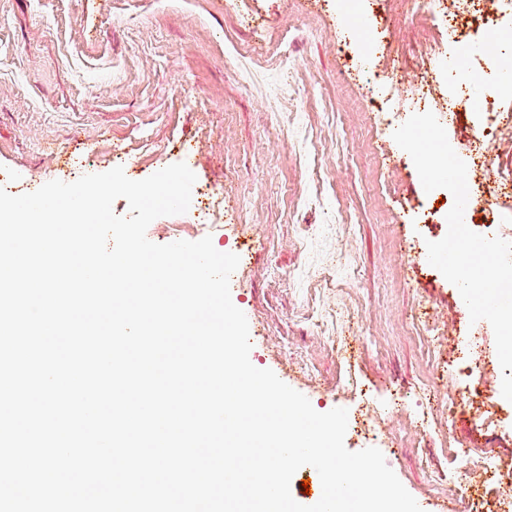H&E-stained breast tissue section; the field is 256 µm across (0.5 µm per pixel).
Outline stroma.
<instances>
[{
  "label": "stroma",
  "instance_id": "stroma-1",
  "mask_svg": "<svg viewBox=\"0 0 512 512\" xmlns=\"http://www.w3.org/2000/svg\"><path fill=\"white\" fill-rule=\"evenodd\" d=\"M399 50L373 54L339 0H0V174L14 195L123 167L133 180L191 156L187 213L155 219L200 240L202 200L224 193L215 248L239 256L234 305L253 337L251 363L313 408L347 409L344 443L381 452L423 512H439L468 477L448 451L492 437L489 473L512 469V402L448 406V391L492 388L499 360L489 322L472 329L457 290L421 243L447 224V191L425 192L393 139L408 106L369 71L410 80L452 63L449 30L391 0H355ZM443 334L428 344L426 330ZM478 371L460 360L473 332Z\"/></svg>",
  "mask_w": 512,
  "mask_h": 512
}]
</instances>
